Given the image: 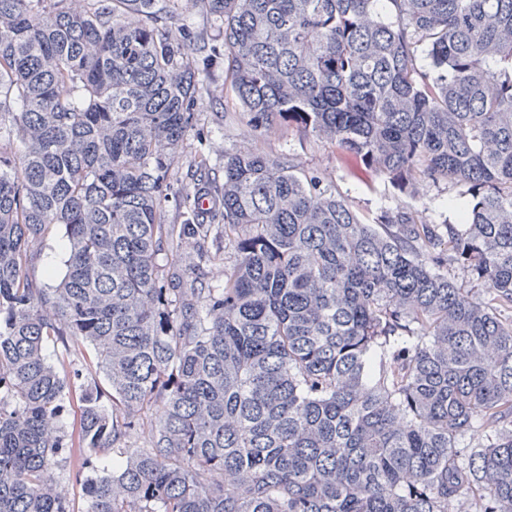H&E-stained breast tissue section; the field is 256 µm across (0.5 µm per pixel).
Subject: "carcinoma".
Listing matches in <instances>:
<instances>
[{
    "mask_svg": "<svg viewBox=\"0 0 512 512\" xmlns=\"http://www.w3.org/2000/svg\"><path fill=\"white\" fill-rule=\"evenodd\" d=\"M188 2L222 48L182 0H0V512H74L76 454L87 512H512V0ZM219 52L224 119L470 207L365 215L254 148L173 188ZM183 10L186 15L189 17L193 27L197 30H200L204 36L210 38V42L219 45L222 41L221 35H219L220 31H222V27L220 26V22L215 21L210 17H206L198 12L195 8H185L183 6ZM68 240L64 227H54L43 242L34 248L33 271L50 286L56 285L66 273ZM53 262V266L51 265Z\"/></svg>",
    "mask_w": 512,
    "mask_h": 512,
    "instance_id": "carcinoma-1",
    "label": "carcinoma"
}]
</instances>
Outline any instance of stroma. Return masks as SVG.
Listing matches in <instances>:
<instances>
[{
	"label": "stroma",
	"instance_id": "obj_1",
	"mask_svg": "<svg viewBox=\"0 0 512 512\" xmlns=\"http://www.w3.org/2000/svg\"><path fill=\"white\" fill-rule=\"evenodd\" d=\"M231 96L217 94L203 97L197 108V124L177 154L175 178H184L197 149H205L216 166H223L225 153L244 147L260 148L270 157L289 156L301 166L321 171L357 208L376 212L380 208L407 209L417 220L438 219L448 199V190L428 182L418 184L415 194L393 189L386 180L367 173L359 158L350 156L344 166H337L336 149L330 142L295 127L263 135H254L244 122L225 124L224 113L234 111ZM68 240L63 227H54L34 248L33 271L48 285H56L66 272Z\"/></svg>",
	"mask_w": 512,
	"mask_h": 512
}]
</instances>
